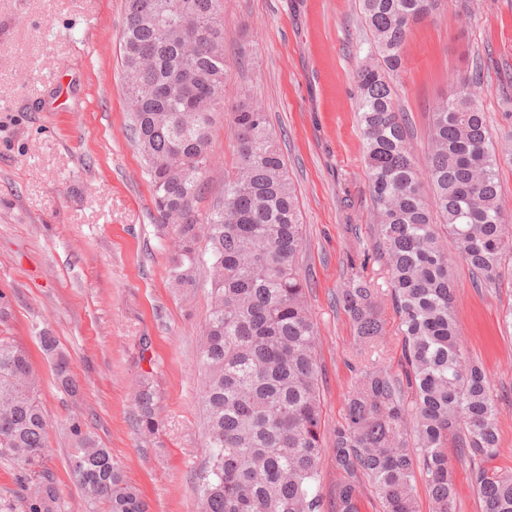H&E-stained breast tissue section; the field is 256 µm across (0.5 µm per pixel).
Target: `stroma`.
Listing matches in <instances>:
<instances>
[{"label":"stroma","instance_id":"1","mask_svg":"<svg viewBox=\"0 0 512 512\" xmlns=\"http://www.w3.org/2000/svg\"><path fill=\"white\" fill-rule=\"evenodd\" d=\"M125 0H0V299L10 317L0 335L26 348L41 378L51 428L46 466L60 512L89 505L69 473V426L85 423L112 451L148 512H198L207 450L197 360L210 308L198 274L189 291L169 278L172 240L159 226L149 176L129 131L121 76ZM224 109L212 126L214 157L199 211L224 194L236 163L225 113L259 106L285 156L303 224L299 268L320 346L322 428L345 422L361 367L404 369L389 274L373 250L372 199L355 107V75L368 33L358 0H224ZM484 67L481 104L494 137L512 133V0H455L434 22L414 25L394 78L411 122V144L427 152L432 107ZM457 333L466 355L490 376L499 446L469 458L449 448L456 512H481L474 473L512 472V279L475 284L451 260ZM380 292L385 335L360 350L338 303L353 277ZM49 329L80 390L56 385L36 336ZM156 395L159 432L133 417L141 386ZM25 475L0 459V512H28Z\"/></svg>","mask_w":512,"mask_h":512}]
</instances>
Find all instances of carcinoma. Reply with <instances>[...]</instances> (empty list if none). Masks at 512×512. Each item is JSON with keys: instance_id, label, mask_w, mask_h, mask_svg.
Masks as SVG:
<instances>
[{"instance_id": "cac0c4a2", "label": "carcinoma", "mask_w": 512, "mask_h": 512, "mask_svg": "<svg viewBox=\"0 0 512 512\" xmlns=\"http://www.w3.org/2000/svg\"><path fill=\"white\" fill-rule=\"evenodd\" d=\"M440 0H359L371 39L356 72L376 247L390 279L403 336V376L366 366L353 387L345 424L324 446L318 335L307 284L295 188L266 113H226L236 148L224 198L207 212L196 202L211 162L213 114L223 108V0H126L120 35L130 129L151 178L159 222L174 236L172 285L195 286L209 243L211 312L200 344L206 384L208 466L199 512H322L318 462L332 451L345 473L332 512H358L356 475L365 476L383 512H417L416 468L426 476L432 512H455L448 437L471 457L498 446V409L485 370L462 351L447 245L488 281L512 277V232L498 171L512 165V136L493 142L477 79L461 78L433 107L428 155L420 164L393 77L410 27L431 20ZM340 305L360 345L384 332L378 291L362 278L341 290ZM38 340L57 382L74 392L68 358L50 332ZM40 378L28 353L0 336V457L27 480L28 512H58L60 490L45 466L48 422ZM134 417L146 436L161 421L155 395L141 388ZM70 474L106 512H147L139 490L91 431L74 420ZM482 512H512V472H475Z\"/></svg>"}]
</instances>
